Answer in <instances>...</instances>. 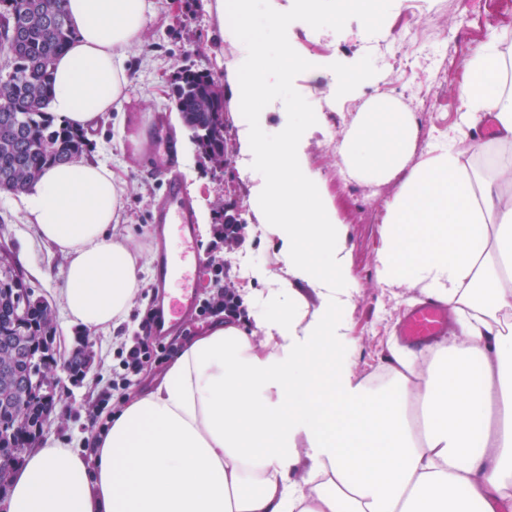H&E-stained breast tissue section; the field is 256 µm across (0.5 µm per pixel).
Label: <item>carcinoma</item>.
<instances>
[{"label":"carcinoma","instance_id":"obj_1","mask_svg":"<svg viewBox=\"0 0 512 512\" xmlns=\"http://www.w3.org/2000/svg\"><path fill=\"white\" fill-rule=\"evenodd\" d=\"M62 0H0V49L10 70L0 75V193H18L45 168L78 161L88 150L84 133L55 124L49 112L56 58L74 40ZM180 112L192 139L216 169H224V96L213 75L183 69L174 87ZM24 274L10 249L0 245V349L20 341L21 358L12 370L23 394L26 416L20 424L13 409L0 400V489L13 481L11 461L37 442L44 415L52 410L27 387L38 375L51 373L47 363L28 358L26 350L39 336L55 335L48 303L31 299Z\"/></svg>","mask_w":512,"mask_h":512}]
</instances>
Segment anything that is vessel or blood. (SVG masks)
I'll list each match as a JSON object with an SVG mask.
<instances>
[{"label":"vessel or blood","mask_w":512,"mask_h":512,"mask_svg":"<svg viewBox=\"0 0 512 512\" xmlns=\"http://www.w3.org/2000/svg\"><path fill=\"white\" fill-rule=\"evenodd\" d=\"M165 203L156 210L154 221L163 233L175 234L181 240L185 260L201 262L202 255L195 230V215L186 201L182 182L174 175H166L163 181ZM156 280L162 288L163 310L157 319L154 332L167 335L176 317L195 309L197 297L189 270L175 272L173 260L168 253H159L156 262ZM448 328V309L441 304L427 301L409 309L400 324L403 341L414 346L430 344L434 337L442 335Z\"/></svg>","instance_id":"obj_1"}]
</instances>
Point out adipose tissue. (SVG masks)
Here are the masks:
<instances>
[{"mask_svg":"<svg viewBox=\"0 0 512 512\" xmlns=\"http://www.w3.org/2000/svg\"><path fill=\"white\" fill-rule=\"evenodd\" d=\"M75 39L57 57L50 110L87 131L118 110L125 50L143 36L149 0H64ZM245 36L236 99L250 114L268 95L248 0H226ZM492 32L465 64V120L491 116L512 144V89ZM414 124L385 97L339 145L369 180L400 179L382 224L376 279L423 288L454 329L414 353L392 347L373 385L348 360L344 236L289 128L253 211L280 239L289 279L277 309L246 330L214 325L180 348L162 381L130 393L90 458L36 445L7 512H512V161L473 183L461 145L413 158ZM122 190L82 159L45 170L23 201L41 239L67 259L60 302L95 333L118 327L140 290L139 256L113 234Z\"/></svg>","mask_w":512,"mask_h":512,"instance_id":"1","label":"adipose tissue"}]
</instances>
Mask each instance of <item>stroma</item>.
Returning a JSON list of instances; mask_svg holds the SVG:
<instances>
[{"label":"stroma","instance_id":"35a3bbf8","mask_svg":"<svg viewBox=\"0 0 512 512\" xmlns=\"http://www.w3.org/2000/svg\"><path fill=\"white\" fill-rule=\"evenodd\" d=\"M140 42L126 52L127 98L120 111L104 115L89 144L88 156L106 163L123 188L118 230L140 253L141 291L126 320L107 333L90 334L73 325L60 304L66 260L44 242L18 195L0 193V243L10 247L26 274L34 297L46 300L56 327L54 349L70 356L85 349L92 366L80 380L62 379L56 389L54 419L41 442L90 454L97 434L89 414L102 389L119 368L120 353L130 347L140 323L154 309L160 291L154 276L159 246L173 255L182 248L175 238H161L152 216L162 200L157 171L174 159L185 193L202 219L196 224L200 246L213 240V228L238 212L246 224V241L234 251L221 250L239 289H251L250 316L273 312L268 294L288 270L278 253L279 239L262 224L250 205L253 186L269 175L268 168L242 151L238 107L231 68L238 55L240 33L233 21H221L216 0H152ZM288 24L273 25L269 0H250L249 31L265 44L267 80L282 99L296 104L293 122L305 137L306 171L314 176L321 197L345 231V251L356 293L346 312L348 358L356 371L377 380L388 367L389 345L398 336L399 321L411 301H423L417 288H382L376 280L381 227L362 220L364 212L385 213L399 189L398 180L375 183L345 171L337 150L367 104L379 95L412 110L415 99L443 100L440 109L414 112V149L424 153L437 132L455 127L461 109L459 87L464 64L491 31L512 30V0H422L421 14L404 15V0H363L359 9L345 10L341 0H280ZM434 24L437 41L419 44L412 37L422 20ZM406 46L416 72L407 75L394 59L393 45ZM296 60L288 73L278 64L281 48ZM184 66L211 71L224 95L229 162L216 170L192 141L169 94L177 71ZM352 82L339 95L335 83ZM316 112L321 123L309 127L303 115Z\"/></svg>","mask_w":512,"mask_h":512}]
</instances>
